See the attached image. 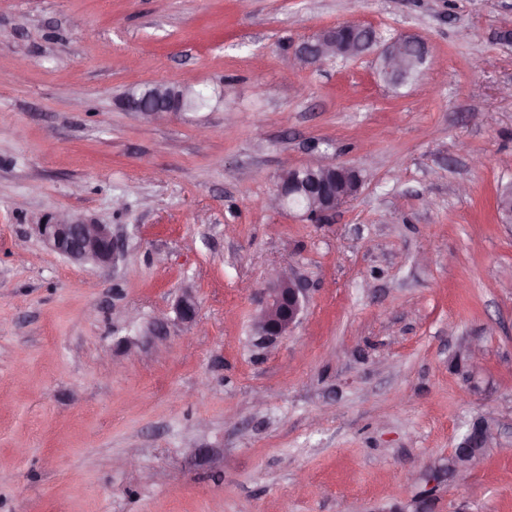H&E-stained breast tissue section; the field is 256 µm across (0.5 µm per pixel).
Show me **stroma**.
Listing matches in <instances>:
<instances>
[{
  "label": "stroma",
  "instance_id": "obj_1",
  "mask_svg": "<svg viewBox=\"0 0 512 512\" xmlns=\"http://www.w3.org/2000/svg\"><path fill=\"white\" fill-rule=\"evenodd\" d=\"M349 22L426 69L292 63ZM0 30V512H512V0H0ZM188 79L209 108L121 107ZM320 158L353 199L267 207ZM60 214L115 263L46 249ZM276 269L306 303L263 343ZM485 413L499 445L450 483ZM403 53L408 60V69L400 80H393L386 73L384 74L381 71L384 79L394 86H401L413 79L420 72L427 60L414 43H406L403 47ZM302 172L311 173L308 175L310 181L301 177ZM360 187L361 179L354 170L318 160L302 167L283 170L267 204L274 209L295 210L303 220L319 223L343 207ZM293 195H304L307 206L293 208L289 203ZM38 233L44 245L77 263L92 262L110 266L116 258L112 227L82 219L59 216L45 224H38ZM460 459L465 460V465L459 466L458 462ZM481 458L475 454H471L470 448L465 444L459 443L456 448H453L452 452L448 456L449 467L448 480L453 483L463 482L470 471L478 463Z\"/></svg>",
  "mask_w": 512,
  "mask_h": 512
}]
</instances>
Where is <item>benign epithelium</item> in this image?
Wrapping results in <instances>:
<instances>
[{
    "instance_id": "benign-epithelium-1",
    "label": "benign epithelium",
    "mask_w": 512,
    "mask_h": 512,
    "mask_svg": "<svg viewBox=\"0 0 512 512\" xmlns=\"http://www.w3.org/2000/svg\"><path fill=\"white\" fill-rule=\"evenodd\" d=\"M359 46L341 35L323 33L315 39L301 44L294 52V61L303 66H320L333 55L346 58L358 55ZM378 58L381 66L389 72H399L405 67L401 51V39L395 38L382 46ZM190 82L182 83V88L171 89L165 93L151 92L148 96L127 95L123 98V107L128 112H144L155 120L164 119L171 112L182 110V101ZM361 187L359 175L352 169L318 160L302 167L287 168L279 176L277 188L267 200L274 209H292L289 200L294 195H303L307 206L297 209L302 219L319 223L336 213ZM38 233L44 245L77 263L92 262L101 266H110L116 258V246L109 224H96L82 219L60 216L44 224L37 225ZM306 296L295 280L286 274H279L271 280L262 293V308L255 315L253 329L256 336L264 342H270L284 336L299 320L304 309ZM197 302L192 290L184 291L178 305L179 317L186 323H192L197 316ZM465 361L467 380L474 382L479 348L470 344L466 347ZM497 431L494 427L477 428L470 445L458 444L448 456V481L463 482L480 457L470 452V446L483 448L496 444Z\"/></svg>"
}]
</instances>
